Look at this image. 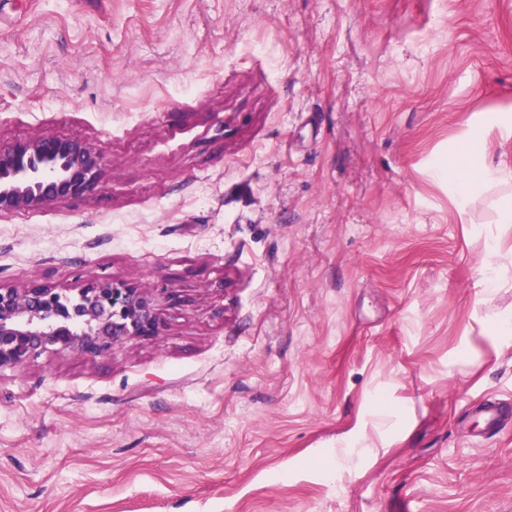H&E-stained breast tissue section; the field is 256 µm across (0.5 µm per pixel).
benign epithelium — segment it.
I'll use <instances>...</instances> for the list:
<instances>
[{
	"mask_svg": "<svg viewBox=\"0 0 512 512\" xmlns=\"http://www.w3.org/2000/svg\"><path fill=\"white\" fill-rule=\"evenodd\" d=\"M102 158L89 143L44 135L0 144V211L88 196L98 188ZM159 322L150 289L94 280L70 297L34 285L0 287V369L45 352L102 357L130 338L151 340Z\"/></svg>",
	"mask_w": 512,
	"mask_h": 512,
	"instance_id": "1",
	"label": "benign epithelium"
}]
</instances>
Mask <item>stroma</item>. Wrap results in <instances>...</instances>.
<instances>
[{
    "label": "stroma",
    "instance_id": "35a3bbf8",
    "mask_svg": "<svg viewBox=\"0 0 512 512\" xmlns=\"http://www.w3.org/2000/svg\"><path fill=\"white\" fill-rule=\"evenodd\" d=\"M509 114L512 0H0V143L103 158L0 287L160 321L0 370V512H512ZM474 169H479L482 178L485 177L488 183L508 184L512 179L511 169L491 168L487 165L483 140L473 138L460 153V158L448 166V177L454 181L459 200L463 204L468 201L472 187L476 184L471 177Z\"/></svg>",
    "mask_w": 512,
    "mask_h": 512
}]
</instances>
